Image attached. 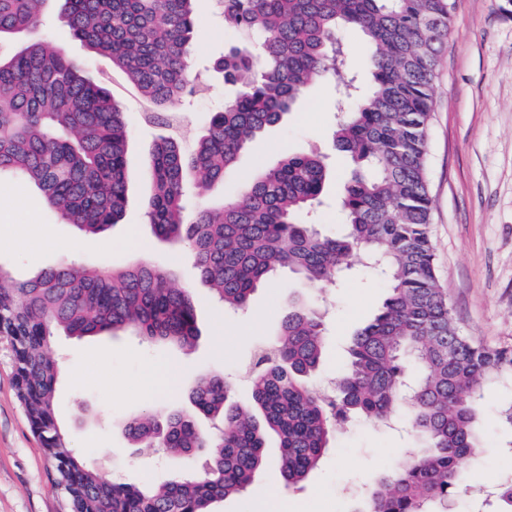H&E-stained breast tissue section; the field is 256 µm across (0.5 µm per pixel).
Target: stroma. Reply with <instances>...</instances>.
Instances as JSON below:
<instances>
[{
  "mask_svg": "<svg viewBox=\"0 0 512 512\" xmlns=\"http://www.w3.org/2000/svg\"><path fill=\"white\" fill-rule=\"evenodd\" d=\"M451 28L440 53L434 82V112L428 131L427 159L432 198L429 231L442 287L460 328L492 347H512V0H451ZM45 33L71 58L90 63L121 103L129 135L128 193L122 220L106 235L84 236L62 223L42 195L26 181L0 180V263L18 279L63 259L124 266L146 254L169 269L172 284L187 289L196 308L198 339L188 355L132 336L58 338L65 380L57 394V414L75 447L114 477L146 485L192 472L194 462L171 460L159 448L134 447L127 420L145 409L159 415L191 410L190 393L208 374L223 375L229 402L251 403L244 373L257 343L273 341L291 301L322 304L328 333L323 362L313 377L317 393L335 383L354 334L379 309L383 282L354 264L336 285L303 286L281 273L259 286L244 312L224 310L198 279L192 261L153 234L145 217L149 185L144 176L149 154L167 131L145 119L146 107L126 75L108 58L89 56L71 38L58 5L47 8ZM243 35L226 27L214 0H197L190 71L199 90L179 108L184 132L194 139L210 113L222 110L232 89L213 71L226 46ZM331 85L307 88L287 119L268 128L237 165L207 193L217 206L240 200L254 174L290 152L323 155L334 176L323 205L306 219L322 233L342 229L339 188L349 171L346 157L333 146L338 110L348 108ZM161 368L166 385L147 392V370ZM485 452L463 466L465 490L453 512H478L476 491L512 472L505 443L512 431L496 421L499 395L484 393ZM418 445L402 425L383 426L361 419L337 429L318 466L298 487L282 479L276 446L242 494L215 504V512H279L281 500L300 512H357L360 492L394 471ZM0 512H66L55 488L42 445L32 432L14 387L10 343L0 338Z\"/></svg>",
  "mask_w": 512,
  "mask_h": 512,
  "instance_id": "obj_1",
  "label": "stroma"
}]
</instances>
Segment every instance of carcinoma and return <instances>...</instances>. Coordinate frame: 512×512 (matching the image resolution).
<instances>
[{
  "instance_id": "carcinoma-1",
  "label": "carcinoma",
  "mask_w": 512,
  "mask_h": 512,
  "mask_svg": "<svg viewBox=\"0 0 512 512\" xmlns=\"http://www.w3.org/2000/svg\"><path fill=\"white\" fill-rule=\"evenodd\" d=\"M50 0H0V41L41 29ZM194 0H64L72 37L107 57L150 106L147 118L172 130L152 152L145 215L155 236L188 251L200 282L225 308L248 306L257 287L282 271L303 284L336 283L360 257L386 284L379 312L353 336L335 394L318 397L310 379L322 357L324 323L296 302L278 337L256 350L253 407L227 404L224 376L201 377L194 413L164 420L140 414L126 423L137 448L198 456L193 474L151 487L92 467L56 412L63 382L53 353L57 332L73 338L129 333L180 349L198 336L190 292L174 288L147 258L116 269L62 261L24 281L0 265V337L12 346L17 398L39 438L69 512H214L243 492L279 448L290 486L316 468L336 428L352 417L378 424L405 413L422 443L379 479L361 512H448L463 490V461L477 457L488 386L501 392L499 420L512 429V349L465 335L440 285L429 234L428 127L448 0H217L224 25L252 35L224 54L215 71L238 87L210 116L191 150L182 145L176 107L195 92L189 72ZM353 26L370 46L371 89L343 112L335 148L356 165L343 183L344 230L322 234L302 219L321 202L330 178L314 153L284 156L260 170L240 203L203 201L187 220L190 173L197 195L224 182L264 130L283 123L312 83L328 78L353 96L352 62L336 31ZM124 112L85 66L51 39L0 56V177L33 183L68 224L101 235L127 199ZM221 423L210 434L196 416Z\"/></svg>"
}]
</instances>
